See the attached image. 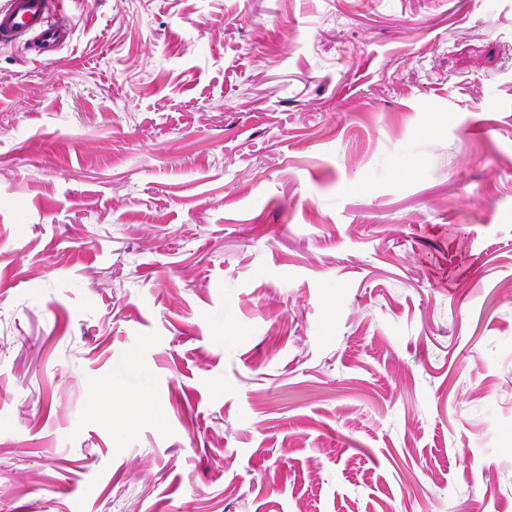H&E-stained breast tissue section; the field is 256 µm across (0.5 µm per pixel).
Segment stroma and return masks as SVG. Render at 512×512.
<instances>
[{"label":"stroma","instance_id":"stroma-1","mask_svg":"<svg viewBox=\"0 0 512 512\" xmlns=\"http://www.w3.org/2000/svg\"><path fill=\"white\" fill-rule=\"evenodd\" d=\"M0 44V512H512V0H59ZM50 0H3L0 3V41L14 42L25 35L36 56H49L66 42L71 29Z\"/></svg>","mask_w":512,"mask_h":512}]
</instances>
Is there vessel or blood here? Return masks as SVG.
<instances>
[{
    "instance_id": "b4317fda",
    "label": "vessel or blood",
    "mask_w": 512,
    "mask_h": 512,
    "mask_svg": "<svg viewBox=\"0 0 512 512\" xmlns=\"http://www.w3.org/2000/svg\"><path fill=\"white\" fill-rule=\"evenodd\" d=\"M71 29L62 14L52 11L51 0H0V41L26 39L36 56L59 50Z\"/></svg>"
}]
</instances>
